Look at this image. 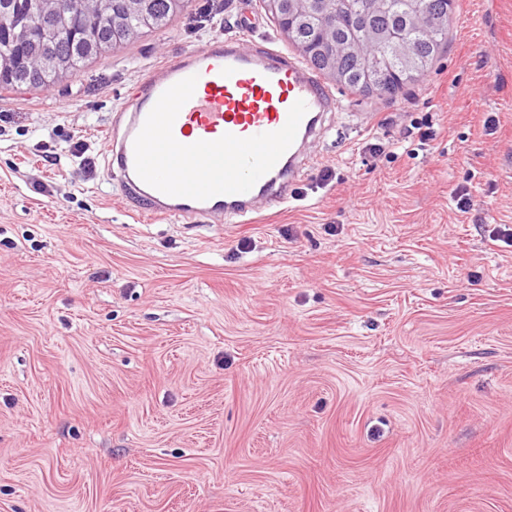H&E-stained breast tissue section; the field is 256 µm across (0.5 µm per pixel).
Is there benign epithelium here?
<instances>
[{"label":"benign epithelium","mask_w":512,"mask_h":512,"mask_svg":"<svg viewBox=\"0 0 512 512\" xmlns=\"http://www.w3.org/2000/svg\"><path fill=\"white\" fill-rule=\"evenodd\" d=\"M266 4L273 16L290 18L294 29L312 25L321 28L322 42L314 47L302 44L300 50L326 59L325 77L342 83L352 80L358 86L378 93L385 92L379 79L380 65L400 64L407 75L414 70L410 32L423 31L431 24H448V18L443 15L419 12L417 0H369L370 16L391 12L398 23L384 27L366 25L368 43L375 47V51L367 52L358 32L336 36V0H266ZM158 25L159 18L151 8V0H124L123 11L112 14V45L130 43L143 29H154ZM343 54L358 58V66L352 75L336 70V57Z\"/></svg>","instance_id":"obj_1"}]
</instances>
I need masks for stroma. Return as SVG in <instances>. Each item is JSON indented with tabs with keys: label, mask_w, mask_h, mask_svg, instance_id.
I'll list each match as a JSON object with an SVG mask.
<instances>
[{
	"label": "stroma",
	"mask_w": 512,
	"mask_h": 512,
	"mask_svg": "<svg viewBox=\"0 0 512 512\" xmlns=\"http://www.w3.org/2000/svg\"><path fill=\"white\" fill-rule=\"evenodd\" d=\"M454 2L250 224L141 216L105 130L213 36L296 54L261 0L0 88V512H512V0ZM447 33L448 32L444 29H438L431 31L429 37L413 39L414 53L418 59V65L421 70L419 76L435 59L439 49L446 39Z\"/></svg>",
	"instance_id": "35a3bbf8"
}]
</instances>
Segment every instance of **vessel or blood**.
<instances>
[{"label": "vessel or blood", "mask_w": 512, "mask_h": 512, "mask_svg": "<svg viewBox=\"0 0 512 512\" xmlns=\"http://www.w3.org/2000/svg\"><path fill=\"white\" fill-rule=\"evenodd\" d=\"M336 100L292 55L213 38L163 63L130 93L123 131H109L110 163L151 218L230 214L283 198L308 165L302 142L320 136Z\"/></svg>", "instance_id": "1"}]
</instances>
